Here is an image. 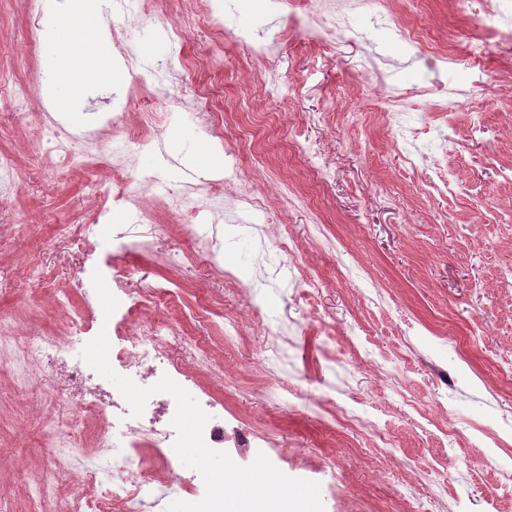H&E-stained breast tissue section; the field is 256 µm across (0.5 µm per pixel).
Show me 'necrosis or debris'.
<instances>
[{
	"label": "necrosis or debris",
	"mask_w": 512,
	"mask_h": 512,
	"mask_svg": "<svg viewBox=\"0 0 512 512\" xmlns=\"http://www.w3.org/2000/svg\"><path fill=\"white\" fill-rule=\"evenodd\" d=\"M153 2L110 0L107 6L115 47L138 78L132 85L131 98L101 119L112 130V145L99 164L111 167L112 183L106 186L99 181L89 182L87 194L91 199L110 201L130 211L132 222L126 225L123 236L145 248L151 247L157 232L158 212L177 217L198 252L208 257L211 270L217 271L224 263L219 228L199 223L201 212L222 208L240 224L259 210L268 223L277 224L282 215L274 206L287 202L288 194L282 191L275 200L261 201L242 189L241 163L232 151L227 154L223 178L211 181L205 190L191 181L166 186L156 175L127 179V172L137 165L140 151L158 137L173 114L188 111L198 127L218 133L234 122L223 96L198 80L185 84L177 93L156 97V85L165 80V71L159 64L143 68L134 49L138 30L134 18ZM364 12L370 15L368 25L359 33L365 42H372L374 30L384 26L404 46L423 47L430 61H447L448 52L442 48L438 34L416 11H396L393 0H336L335 7L318 13L314 20L316 32L321 37H334L348 28L352 15ZM491 14L492 22L477 24L462 58L474 90L484 86L482 64L490 48L505 45L512 49V0H495ZM387 130L393 138L410 145V166L436 163L448 155L446 126H429L426 131L431 135L432 146L426 152L416 147L424 130L407 124L402 113H388ZM77 141V136L63 124L50 120L37 128L29 145L40 169L52 176L65 168L80 167ZM124 279L122 273L112 275L109 315L101 322L111 343L109 360L113 369L148 387L165 376L180 383L189 382L193 368H209L214 357L210 348L197 349L194 367L179 362L168 321L159 314L137 318L141 300L135 289L124 287ZM0 340L21 348L22 356L16 365L19 373L37 372L48 387L47 399L33 406L35 412L49 413L53 419L43 448L52 468L43 486L45 490H55L59 473L73 475L66 512H165L161 496L165 488L174 489L180 500L189 503L204 497L200 473L187 477L175 467L178 457L173 449L176 431L172 419L176 400L171 394L153 395L142 416L135 418L130 416L120 392L96 378L74 343L16 328L4 317L0 318ZM77 412L82 414L83 423L74 420ZM90 447L99 448V455L86 457Z\"/></svg>",
	"instance_id": "necrosis-or-debris-1"
}]
</instances>
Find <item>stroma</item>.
<instances>
[{
    "mask_svg": "<svg viewBox=\"0 0 512 512\" xmlns=\"http://www.w3.org/2000/svg\"><path fill=\"white\" fill-rule=\"evenodd\" d=\"M428 23L456 53H464L474 19L484 17L487 0H422ZM181 0H165L156 12L136 19L146 36L137 44L145 65L166 64L162 93L178 92L191 57L205 56L209 27L280 28L282 15L271 13L268 0H197V27L185 47L168 43L171 24L181 16ZM53 20L43 13L32 42L20 34L30 28L23 0H0V60L19 61V76L33 90L26 130L0 129V150L14 151L20 178L6 198L8 212L24 224L0 242V316L19 327L72 338L53 293L63 289L69 304H83L77 286L88 267L133 270L132 287L164 283L178 296L167 316L176 331V353L187 356L198 346L217 351V368L201 374L202 383L222 393L230 423L242 422L267 433L265 454L283 473L319 483L325 512H512V499L494 498L501 468L512 467V372L499 364L512 359V290L502 286L512 273V237L498 225L512 216V61L490 57L484 81L494 92L474 123L470 101L450 117L446 164L453 184L450 195H426L433 167H410L406 146L385 129V114L401 110L411 124L431 122L432 79L465 90L463 73L432 74L419 50L408 51L390 31L377 34L375 46L337 37L316 42L305 29L291 31L279 48L260 59L242 43L224 45V84L239 98L245 113L238 122L243 136L224 143L175 116L152 146L143 149L132 178L157 174L176 183L223 176V169L200 173L189 160L196 148L240 156L244 180L259 194L272 193L285 180L306 188L314 178L304 148L319 143L330 165L318 210L295 203L284 211L294 249L309 279L318 285L316 303L323 323L291 300L293 288L273 280L257 293L249 287L264 255H277L279 240L271 225L241 234L227 226L224 271L238 283L209 275L205 255L194 271L168 261L173 253L190 252L191 244L177 221L158 215V238L150 251L119 249L96 243L81 257L55 242L53 219L68 222L126 224L123 209L98 212L84 193L90 180H105L101 168L42 174L24 136L43 118L68 120L48 86L49 47L43 27ZM31 29V28H30ZM381 53L393 61L390 74L378 80L369 60ZM292 90L288 101L275 103L272 114L251 111V93L267 74ZM133 81L125 75L111 84H91L81 100L78 128H95L96 114L111 111ZM274 126L267 142L250 130ZM96 129V128H95ZM353 277H341L343 268ZM379 292L397 305L414 329L403 332L385 310L367 307L365 295ZM272 321L298 327L289 352L287 373L271 372L262 336L245 333L224 340L227 313L249 322L252 307ZM375 328L379 352L364 341ZM466 342L468 355L457 350ZM299 385L306 405L291 407L278 400L281 382ZM37 374L21 376L9 361H0V512H64L66 498L56 495L35 503L43 463L41 442L49 424L30 410L45 392ZM359 401L366 416L388 421L391 447L368 438L353 440L336 424L335 405ZM428 417L436 436L421 432ZM493 427L505 440L502 448L483 449L475 460V429ZM448 465V490L440 492L428 474L430 466Z\"/></svg>",
    "mask_w": 512,
    "mask_h": 512,
    "instance_id": "obj_1",
    "label": "stroma"
}]
</instances>
